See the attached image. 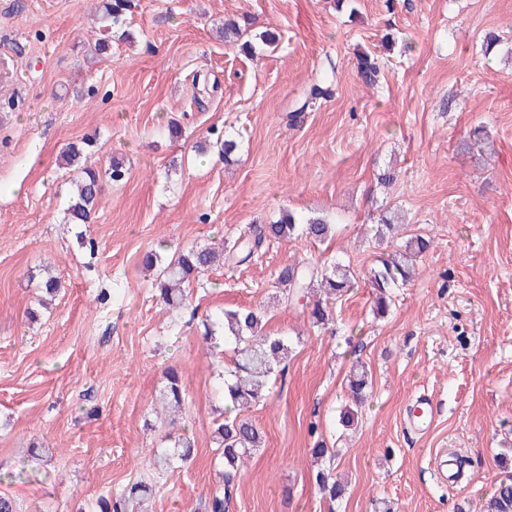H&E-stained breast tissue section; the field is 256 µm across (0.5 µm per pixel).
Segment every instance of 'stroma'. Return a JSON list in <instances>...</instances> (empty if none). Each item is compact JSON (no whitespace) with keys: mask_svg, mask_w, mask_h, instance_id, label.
Here are the masks:
<instances>
[{"mask_svg":"<svg viewBox=\"0 0 512 512\" xmlns=\"http://www.w3.org/2000/svg\"><path fill=\"white\" fill-rule=\"evenodd\" d=\"M100 9L0 0V496L16 512H96L141 481L150 512H204L233 356L204 334L221 311L260 304L293 350L249 411L265 446L228 512H480L512 476V0H132L135 42L96 60ZM245 15L277 44L249 56L225 42V20ZM361 52L378 57L376 85L357 72ZM328 76L332 97L289 123ZM216 132L236 137V163ZM90 133L97 169L118 157L127 175L107 182L93 224H69L76 173L58 158ZM288 211L329 216L335 237L217 265L177 311L155 297L147 251L233 240ZM386 211L402 215V239L435 246L377 317L370 237ZM331 257L356 284L315 327L274 282ZM47 265L62 288L41 308L28 275ZM355 362L372 393L351 431L338 414ZM171 366L186 389L175 423L156 402ZM422 393L437 420L421 435L404 416ZM173 433L195 458L158 472ZM319 437L335 451L324 468L348 484L333 506L310 461ZM444 454L464 462L458 484L435 476Z\"/></svg>","mask_w":512,"mask_h":512,"instance_id":"35a3bbf8","label":"stroma"}]
</instances>
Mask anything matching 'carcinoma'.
Wrapping results in <instances>:
<instances>
[{"label":"carcinoma","instance_id":"1","mask_svg":"<svg viewBox=\"0 0 512 512\" xmlns=\"http://www.w3.org/2000/svg\"><path fill=\"white\" fill-rule=\"evenodd\" d=\"M131 8V0H106L104 15L109 24L102 30L98 39L97 51L108 53L112 43V29L126 25L125 14ZM250 26V19L243 23L236 21L224 23V39L230 43H241V49L252 55L256 46L242 37ZM358 74L367 83L376 82L380 73L377 60L369 54L356 57ZM332 96V81L326 80L313 85L305 93L298 111ZM95 138L86 137L78 143H70L63 151L65 164L78 172L72 196L66 209L65 219L69 224H88L91 213L101 193L100 173L84 165L83 158L88 156L94 146ZM397 223L396 215H384L375 225L373 239L377 245L391 243L392 233ZM335 225L322 217H298L292 212L282 216L271 224L261 225L253 230V236L245 240L237 239L226 249L224 244L216 247L204 246L190 248L165 260L157 252H149L145 257L148 268H158L157 290L160 298L171 308L182 307L186 301V285L192 283L200 274L210 269L218 259L226 263L243 264L251 259L261 245L272 239L282 240L298 236L307 240L323 242L334 236ZM433 242L424 237H416L397 247L391 254L379 259L370 271L369 282L373 289L374 311L385 314L392 303L394 289L405 284L412 276L413 257L429 250ZM354 287L349 266L338 260L320 263L301 262L288 265L279 272L275 288L282 302H293L300 293L307 294L309 303L305 312L312 325L323 326L330 319L331 307L336 299L344 296ZM224 329V345L232 347L234 356L232 366L224 371L225 412L228 416L217 424L215 436L218 448L222 449L224 470L221 484L208 501L206 512H228L240 468L259 448L265 439L260 428L244 412L256 404L268 399L270 390L268 381L276 368L288 357L291 346L288 339L265 330V314L260 307H245L224 311L218 318ZM370 387L368 372L362 365L352 367L348 377V396L339 416L340 425L348 428L358 420L359 413L368 399ZM185 393L182 375L178 369L169 367L165 371V384L160 390L157 403L161 409H175L184 405ZM194 448L189 438L178 437L171 449L155 456V467L165 471L173 462L190 460ZM315 479L320 491L334 503L345 494V485L333 477L332 472L320 469ZM153 494V488L145 483L136 482L127 493L115 498H100V512H131L130 502L146 501ZM482 512H512V479L500 482L492 496L483 505Z\"/></svg>","mask_w":512,"mask_h":512}]
</instances>
